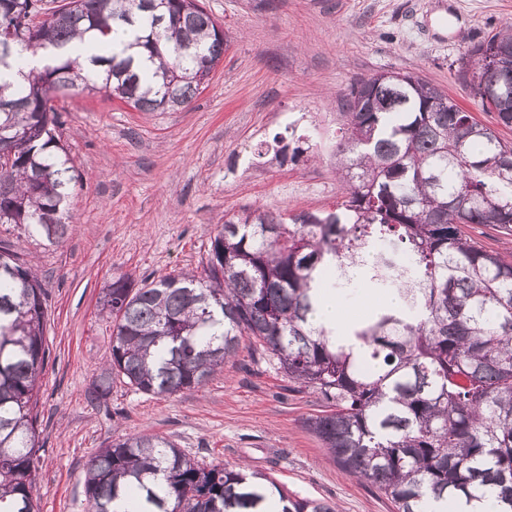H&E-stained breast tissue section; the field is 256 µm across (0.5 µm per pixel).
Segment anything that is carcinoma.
Instances as JSON below:
<instances>
[{
    "instance_id": "carcinoma-1",
    "label": "carcinoma",
    "mask_w": 512,
    "mask_h": 512,
    "mask_svg": "<svg viewBox=\"0 0 512 512\" xmlns=\"http://www.w3.org/2000/svg\"><path fill=\"white\" fill-rule=\"evenodd\" d=\"M0 224L49 244L69 231L70 157L53 96L104 91L141 112L188 107L224 56V31L199 0H0ZM42 52L52 63L27 67ZM497 124L512 127V27L467 51L461 70ZM332 210L289 217L245 209L210 237L204 274L135 286L112 278L108 376L174 395L202 386L241 349L261 350L326 410L306 420L338 465L396 512L470 504L497 492L512 512V262L463 234L512 235V145L410 73L352 84L343 103ZM402 298L353 329L358 363L313 323L311 283ZM46 294L0 242V512H39L36 408L48 357ZM248 344L241 345L242 339ZM86 512H335L269 476L207 467L156 434L121 437L87 463Z\"/></svg>"
}]
</instances>
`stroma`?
Wrapping results in <instances>:
<instances>
[{
  "label": "stroma",
  "mask_w": 512,
  "mask_h": 512,
  "mask_svg": "<svg viewBox=\"0 0 512 512\" xmlns=\"http://www.w3.org/2000/svg\"><path fill=\"white\" fill-rule=\"evenodd\" d=\"M224 31V56L191 109L140 112L102 93L53 101L74 166L72 224L46 246L5 231L47 296L49 359L40 379V512H85L87 462L118 437L150 433L207 465L246 464L289 493L336 512H395L350 477L310 432L324 404L261 354L241 352L201 387L173 396L114 380L88 392L111 361L99 312L114 276L203 272L224 215L265 206L332 209L341 98L355 81L411 72L512 144L459 77L467 50L512 24V0H202ZM304 147L278 162L279 143Z\"/></svg>",
  "instance_id": "35a3bbf8"
}]
</instances>
